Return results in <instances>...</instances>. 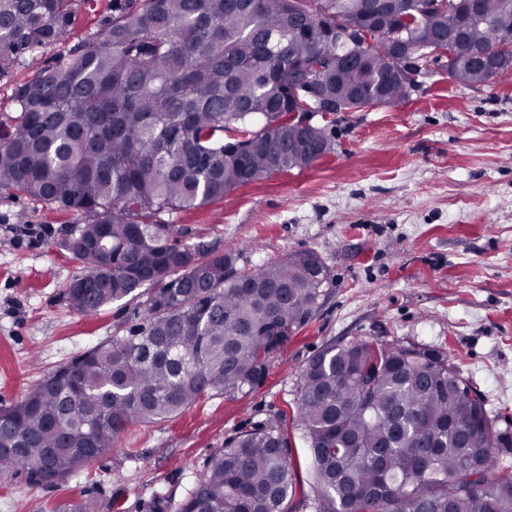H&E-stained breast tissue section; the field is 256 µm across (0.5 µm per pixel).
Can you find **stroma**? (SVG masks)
<instances>
[{
    "label": "stroma",
    "instance_id": "35a3bbf8",
    "mask_svg": "<svg viewBox=\"0 0 512 512\" xmlns=\"http://www.w3.org/2000/svg\"><path fill=\"white\" fill-rule=\"evenodd\" d=\"M111 17L112 0H78L69 42ZM317 123L332 149L311 165L174 218L182 242L235 250L240 269L294 251L325 262L319 305L264 385L132 425L117 448L63 481L37 484L21 473L0 482V512H57L72 500L92 512H177L225 439L274 420L287 431L300 490L311 494L312 455L293 422L296 389L309 360L341 339L448 355L512 436V79L464 86L441 61L405 101ZM76 222L71 211L0 190V408L145 317L140 296L91 317L67 307L64 293L84 266L60 243Z\"/></svg>",
    "mask_w": 512,
    "mask_h": 512
}]
</instances>
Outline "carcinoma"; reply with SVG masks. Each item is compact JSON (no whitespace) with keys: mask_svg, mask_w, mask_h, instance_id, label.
<instances>
[{"mask_svg":"<svg viewBox=\"0 0 512 512\" xmlns=\"http://www.w3.org/2000/svg\"><path fill=\"white\" fill-rule=\"evenodd\" d=\"M75 0H0V75L65 41ZM412 0L373 15L364 59L349 44L304 32L325 13L363 23L367 0H123L112 22L53 56L0 116V190L75 213L62 247L84 265L69 308L93 316L143 290L144 323L101 343L0 409V479H65L115 447L133 424L156 423L204 397L261 387L271 363L308 323L329 277L305 253L236 268L235 254L195 251L173 215L228 190L313 162L290 121L289 68L345 57L319 76L303 111L353 109L351 90L376 97L396 40L412 62L430 38L457 31L448 59L459 84L512 74V55L488 72L484 53L512 33V0H446L404 30ZM264 119L245 138L224 130ZM108 228L105 253L84 241ZM296 427L314 465V512H512V439L448 356L366 338L326 345L302 371ZM285 430L269 422L236 435L204 465L178 512H288L296 479Z\"/></svg>","mask_w":512,"mask_h":512,"instance_id":"1","label":"carcinoma"}]
</instances>
